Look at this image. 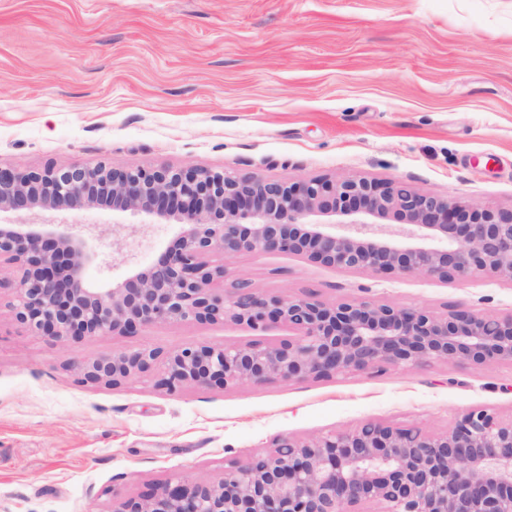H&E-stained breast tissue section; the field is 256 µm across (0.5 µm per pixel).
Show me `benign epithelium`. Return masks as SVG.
Listing matches in <instances>:
<instances>
[{
	"label": "benign epithelium",
	"mask_w": 512,
	"mask_h": 512,
	"mask_svg": "<svg viewBox=\"0 0 512 512\" xmlns=\"http://www.w3.org/2000/svg\"><path fill=\"white\" fill-rule=\"evenodd\" d=\"M109 207L177 223L180 233L148 267L110 287L86 266L101 254L58 224H0V261L19 272L10 309L33 336L75 350L89 336H125L164 323H285L277 344L147 346L86 359L87 382L133 374L170 393L379 374L435 362L512 364V313L425 308L314 294L263 292L247 281L216 292L215 254L286 253L328 267L465 283L512 281V208L415 190L401 181L342 177L271 181L203 168H0L3 210ZM120 257L131 225H93ZM111 512H512V419L468 410L450 427L367 421L273 449L224 468L217 483L172 478Z\"/></svg>",
	"instance_id": "benign-epithelium-1"
}]
</instances>
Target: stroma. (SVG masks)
<instances>
[{"label":"stroma","instance_id":"35a3bbf8","mask_svg":"<svg viewBox=\"0 0 512 512\" xmlns=\"http://www.w3.org/2000/svg\"><path fill=\"white\" fill-rule=\"evenodd\" d=\"M106 163L226 170L280 181L365 176L512 207V0H0V166ZM136 224L125 260L153 262L180 227L146 216L35 210L0 224ZM215 288L314 293L443 313L512 312V282L353 272L289 254L225 258ZM0 266V512H110L174 476L222 479L230 462L368 420L448 428L512 416V366L432 364L380 375L185 386L82 381L88 357L144 346L276 343L284 324L182 322L96 335L78 350L29 335Z\"/></svg>","mask_w":512,"mask_h":512}]
</instances>
